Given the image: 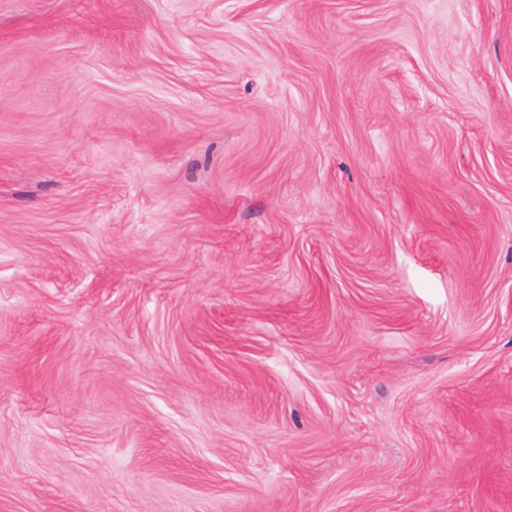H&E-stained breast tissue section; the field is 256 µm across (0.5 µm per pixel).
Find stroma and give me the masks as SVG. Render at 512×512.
<instances>
[{"label": "stroma", "mask_w": 512, "mask_h": 512, "mask_svg": "<svg viewBox=\"0 0 512 512\" xmlns=\"http://www.w3.org/2000/svg\"><path fill=\"white\" fill-rule=\"evenodd\" d=\"M0 512H512V0H0Z\"/></svg>", "instance_id": "stroma-1"}]
</instances>
